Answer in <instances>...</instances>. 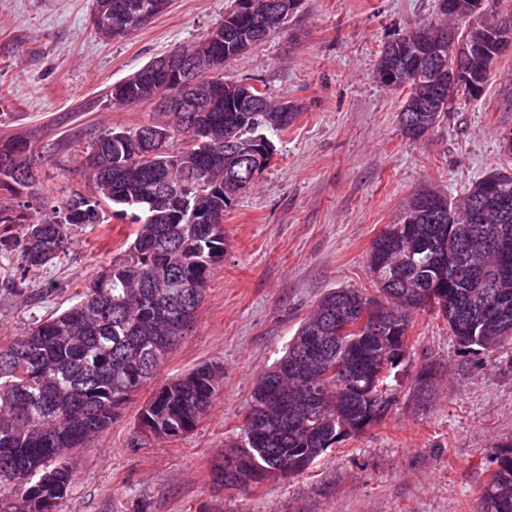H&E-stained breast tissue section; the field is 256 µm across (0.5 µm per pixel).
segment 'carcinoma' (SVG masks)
Instances as JSON below:
<instances>
[{
  "label": "carcinoma",
  "mask_w": 512,
  "mask_h": 512,
  "mask_svg": "<svg viewBox=\"0 0 512 512\" xmlns=\"http://www.w3.org/2000/svg\"><path fill=\"white\" fill-rule=\"evenodd\" d=\"M248 18L225 19L224 36L209 40L217 69L245 54L254 43L282 31L265 25L270 0H252ZM171 0H92L98 35L124 36L121 19L142 14L144 22L163 13ZM419 32L389 43L384 52L394 69L376 71L391 88H406L400 124L406 138L418 141L440 123V112H415L413 79L404 62L412 59ZM499 56L493 48L480 60L452 56V67L488 81ZM146 63L112 85L113 104L150 101L173 89L172 80L149 74ZM180 93L197 112H163L165 120L125 129L113 127L83 151L81 174L87 191L66 198L48 196L40 180L46 156L28 138L0 139V187L31 205L0 204V258L19 262L21 272L40 269L68 250L71 230H95L107 223L105 211L136 225L124 254L92 275L78 301L33 323L11 343L0 346V512H40L43 499H64L74 483L70 462L85 442L106 431L154 379L179 339L191 330L207 283L224 261V229L203 224L204 215L224 217L239 196L251 189L270 156L242 163V147L288 130L301 106L293 101H241V81L200 76ZM152 128L167 132L149 141ZM501 192H483L484 179L471 184L463 199L430 220L413 197L398 221L372 243L370 277L377 295L355 288L334 289L321 297L299 325L284 355L258 378L235 447L250 455L267 477L304 471L343 439L342 429L360 431L381 422L394 400L383 380L369 389L362 371L377 359L395 368L403 358L386 353L382 342L409 333L419 300L434 289L436 314L464 348L493 350L512 340V311L493 319L489 309L501 288L491 264L498 238L512 242V213L497 214L503 197L512 200V171L487 174ZM484 265L485 283L462 273ZM379 303L400 313L377 336L341 335L336 314ZM315 347L323 356L319 370L304 366ZM222 366L203 363L163 381L138 414L162 436L179 439L197 426L219 391ZM288 385V419L272 399L277 385ZM481 512H512V458L483 487Z\"/></svg>",
  "instance_id": "carcinoma-1"
}]
</instances>
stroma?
<instances>
[{"label": "stroma", "mask_w": 512, "mask_h": 512, "mask_svg": "<svg viewBox=\"0 0 512 512\" xmlns=\"http://www.w3.org/2000/svg\"><path fill=\"white\" fill-rule=\"evenodd\" d=\"M228 0H172L123 38L90 23L91 0H0V139L34 141L41 181L55 197L84 190L74 152L113 126L157 121L144 102L113 107L108 92L149 60L197 43L224 19ZM438 0H300L285 31L227 63V76L302 111L273 135L276 153L255 186L224 213V262L192 331L106 432L73 460L74 486L59 512H481L499 458L512 456V341L459 346L435 313L414 318L385 419L327 448L305 471L245 490L215 486L211 466L237 440L260 373L300 321L334 288H371L372 241L429 189L458 200L472 182L512 164L500 133L512 128V51L500 56L478 100H460L420 141L400 128L402 92L375 78L383 47ZM135 227L112 219L71 244L22 286L23 305L0 289V345L34 318L76 301L100 266L119 257ZM224 367L197 428L177 440L144 437L138 411L158 382L196 366ZM433 366L428 401L413 395Z\"/></svg>", "instance_id": "1"}]
</instances>
